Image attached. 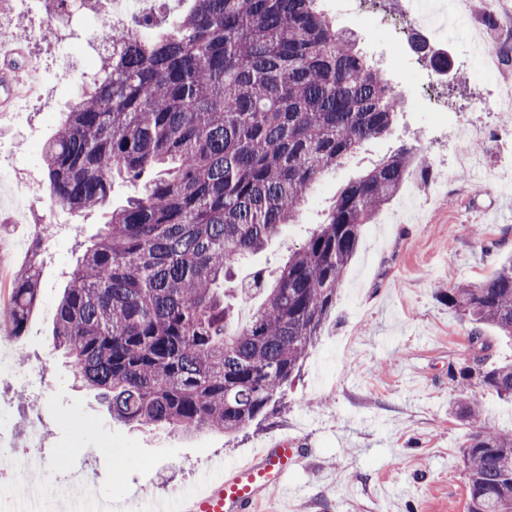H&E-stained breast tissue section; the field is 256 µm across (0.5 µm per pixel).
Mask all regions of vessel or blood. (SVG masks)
Wrapping results in <instances>:
<instances>
[{"label":"vessel or blood","instance_id":"obj_1","mask_svg":"<svg viewBox=\"0 0 512 512\" xmlns=\"http://www.w3.org/2000/svg\"><path fill=\"white\" fill-rule=\"evenodd\" d=\"M304 449L289 447L287 441L262 446L244 464L225 470L221 459L211 463L215 478L188 501L182 512H255L259 502L281 486L284 475L301 466Z\"/></svg>","mask_w":512,"mask_h":512}]
</instances>
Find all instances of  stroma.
<instances>
[{
  "label": "stroma",
  "instance_id": "35a3bbf8",
  "mask_svg": "<svg viewBox=\"0 0 512 512\" xmlns=\"http://www.w3.org/2000/svg\"><path fill=\"white\" fill-rule=\"evenodd\" d=\"M404 0L365 24L367 0H319L337 26L356 31L360 46L392 85L404 87L403 108L391 132L363 146L346 165L312 189L295 224L225 286L236 316L249 312L237 295L256 268L275 272L322 223L337 192L401 146H416L426 175L411 173L393 201L364 225L343 277L336 306L283 404L249 428L229 435L202 430L185 436L112 419L93 392L76 388L54 348L55 312L81 250L103 222L99 212L53 205L40 195L23 223L0 212V242L24 236L37 216L52 215L62 230L40 257V296L26 336L7 352L21 376L0 382V431L25 448L31 416L43 423L41 487L62 488L55 467L68 454L73 471L117 508L145 512L154 501L170 507L200 486L212 458L234 466L266 443L287 439L308 448L282 489L259 512H466L467 480L460 458L468 425L451 411L477 401L488 428L512 429V401L483 386V364L512 362V339L483 329L470 341L471 323L449 308L444 293L478 284L512 254V134L493 115L497 88L512 82V0H469L472 25L492 54L490 71L476 80L460 62L439 75L418 59L417 33L400 17ZM89 14L73 12L66 43L47 37L40 9L18 4L10 22L17 53L0 57V103L13 117L0 123V171L41 160L83 83L97 70ZM447 106V122L429 119ZM471 126L470 150L479 169L454 164L459 127ZM452 178L433 185L443 167ZM485 363H476V353ZM472 371L466 383L454 375Z\"/></svg>",
  "mask_w": 512,
  "mask_h": 512
}]
</instances>
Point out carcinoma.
<instances>
[{
    "mask_svg": "<svg viewBox=\"0 0 512 512\" xmlns=\"http://www.w3.org/2000/svg\"><path fill=\"white\" fill-rule=\"evenodd\" d=\"M54 24L100 0H54ZM173 29L102 32L107 49L44 146L43 188L75 211H105L58 304L55 348L112 418L183 434L233 433L268 414L299 375L336 306L363 225L400 192L419 149L403 146L336 196L242 325L224 282L296 222L313 185L389 132L402 94L317 0H192ZM144 192L106 209L117 178ZM12 281L10 337L39 298L38 258ZM448 307L512 339V257ZM512 399V363L482 372ZM467 512H512V431L464 401Z\"/></svg>",
    "mask_w": 512,
    "mask_h": 512,
    "instance_id": "obj_1",
    "label": "carcinoma"
}]
</instances>
